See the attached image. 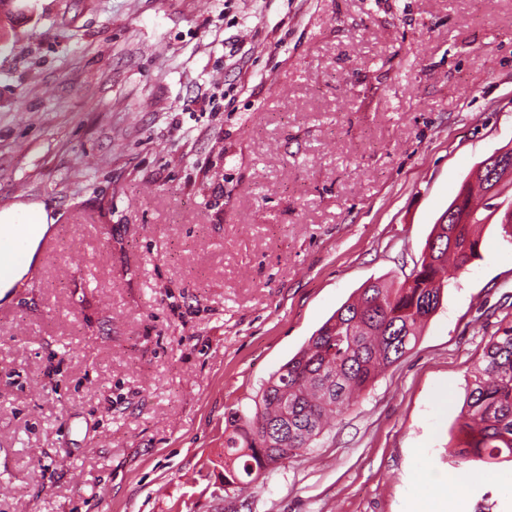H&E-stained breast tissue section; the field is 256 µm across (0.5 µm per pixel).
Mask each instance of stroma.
<instances>
[{
  "label": "stroma",
  "mask_w": 512,
  "mask_h": 512,
  "mask_svg": "<svg viewBox=\"0 0 512 512\" xmlns=\"http://www.w3.org/2000/svg\"><path fill=\"white\" fill-rule=\"evenodd\" d=\"M506 146L512 0H12L0 211L55 224L0 296V512H512V462L454 454L512 323L495 221L313 448L224 484L227 412Z\"/></svg>",
  "instance_id": "35a3bbf8"
}]
</instances>
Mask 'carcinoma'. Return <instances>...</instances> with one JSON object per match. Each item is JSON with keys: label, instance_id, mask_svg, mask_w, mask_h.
<instances>
[{"label": "carcinoma", "instance_id": "cac0c4a2", "mask_svg": "<svg viewBox=\"0 0 512 512\" xmlns=\"http://www.w3.org/2000/svg\"><path fill=\"white\" fill-rule=\"evenodd\" d=\"M465 182L433 225L419 264L397 284L377 280L360 289L262 387L255 409L225 420L224 485L246 488L302 456L322 430L352 405L378 374L409 353L421 325L436 312L445 283L481 257L478 229L493 204L481 169ZM458 456L512 459V324L490 337L474 367L458 422Z\"/></svg>", "mask_w": 512, "mask_h": 512}]
</instances>
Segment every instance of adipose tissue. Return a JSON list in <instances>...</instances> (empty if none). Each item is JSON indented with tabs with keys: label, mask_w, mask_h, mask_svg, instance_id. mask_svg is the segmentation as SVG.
<instances>
[{
	"label": "adipose tissue",
	"mask_w": 512,
	"mask_h": 512,
	"mask_svg": "<svg viewBox=\"0 0 512 512\" xmlns=\"http://www.w3.org/2000/svg\"><path fill=\"white\" fill-rule=\"evenodd\" d=\"M33 224L38 229L37 235L20 237V224ZM53 224L43 206L32 204L16 211L0 212V245L21 242L22 263L20 266L4 271L0 269V288L13 287L31 267L39 245L40 235L48 233Z\"/></svg>",
	"instance_id": "adipose-tissue-1"
}]
</instances>
